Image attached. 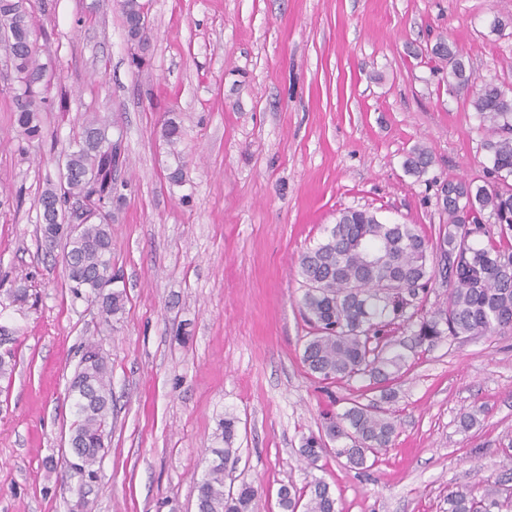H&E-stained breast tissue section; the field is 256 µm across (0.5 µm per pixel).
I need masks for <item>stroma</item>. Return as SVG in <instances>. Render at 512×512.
I'll use <instances>...</instances> for the list:
<instances>
[{
	"label": "stroma",
	"instance_id": "stroma-1",
	"mask_svg": "<svg viewBox=\"0 0 512 512\" xmlns=\"http://www.w3.org/2000/svg\"><path fill=\"white\" fill-rule=\"evenodd\" d=\"M147 3L137 68L118 0H35L39 60L56 73L42 139L20 134L0 63V327L16 360L0 379V512H75L68 383L90 343L112 388L92 512H196L229 414L239 459L225 481L258 487L252 512H281L279 487L315 476L340 512H446L456 486L512 473L510 333L412 352L386 406L398 435L373 467L329 454L312 469L298 453L364 390L303 366L298 258L347 208L436 238L441 186L488 181L489 133L430 49L453 42L476 80L512 88V0ZM93 112L123 136L111 287L125 304L108 323L70 292L36 207ZM416 146L433 156L420 177L404 166Z\"/></svg>",
	"mask_w": 512,
	"mask_h": 512
}]
</instances>
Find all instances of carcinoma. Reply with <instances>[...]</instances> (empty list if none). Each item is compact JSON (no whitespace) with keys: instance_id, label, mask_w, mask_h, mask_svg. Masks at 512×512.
<instances>
[{"instance_id":"cac0c4a2","label":"carcinoma","mask_w":512,"mask_h":512,"mask_svg":"<svg viewBox=\"0 0 512 512\" xmlns=\"http://www.w3.org/2000/svg\"><path fill=\"white\" fill-rule=\"evenodd\" d=\"M120 7L128 40L137 46L146 42L142 0H120ZM34 22L31 0H0V47L9 48L21 83L15 122L30 139L42 135L41 90L51 82L37 58ZM431 53L450 66L449 75L459 87H469L472 79L457 46L443 40ZM471 105L492 132L484 148L495 183L459 179L443 185L438 207L448 223L439 228L437 242L415 224H388L372 211L349 208L339 213L322 240L300 255L299 304L311 328L302 349L304 367L324 381L364 378L369 389L379 391L366 404L351 400L343 412L326 417L320 432L302 437L299 454L311 466L331 451L346 459L348 467L364 469L369 458L390 447L397 423L381 404L395 397L391 383L407 365L404 354L389 351L396 322L412 328L415 343L429 348L449 337L512 332V88L485 82L472 93ZM106 131L94 117L85 121L74 147L63 152L58 184L41 194L37 207L41 224L52 225V233L66 239L68 288L76 297L94 294L108 322L123 310L124 296L103 292L101 278L112 268V228L103 209L112 203V172L122 155V146L102 145ZM431 163L424 148L413 149L406 160L415 175L425 173ZM436 283L448 287V297L444 305L425 312L422 299ZM68 393L75 416L71 435L78 444L68 467L80 477L78 507L84 510L98 479L112 409L108 364L94 344L84 348ZM236 424V417H224L225 447L211 450L213 458L197 483L198 512H250L256 495L251 484L224 491L225 465L237 453L232 447ZM508 482L509 474L479 496L471 487H457L448 493V512H512V499H499L500 487ZM278 504L282 512H337L329 485L317 477L300 488L282 485Z\"/></svg>"}]
</instances>
